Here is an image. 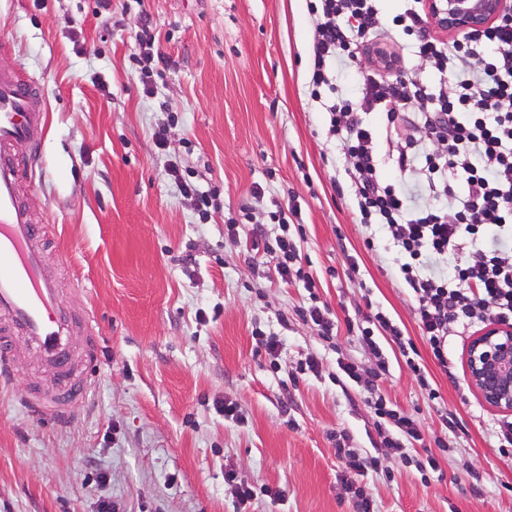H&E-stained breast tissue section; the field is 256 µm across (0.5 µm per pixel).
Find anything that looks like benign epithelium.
I'll return each instance as SVG.
<instances>
[{
	"label": "benign epithelium",
	"instance_id": "7a95c632",
	"mask_svg": "<svg viewBox=\"0 0 512 512\" xmlns=\"http://www.w3.org/2000/svg\"><path fill=\"white\" fill-rule=\"evenodd\" d=\"M435 28L450 37L474 34L512 14V0H425ZM471 386L489 404L512 411V326L489 324L469 345Z\"/></svg>",
	"mask_w": 512,
	"mask_h": 512
}]
</instances>
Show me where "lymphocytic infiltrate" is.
I'll return each mask as SVG.
<instances>
[{
  "mask_svg": "<svg viewBox=\"0 0 512 512\" xmlns=\"http://www.w3.org/2000/svg\"><path fill=\"white\" fill-rule=\"evenodd\" d=\"M316 20L311 47L310 97L327 114L328 134L344 143L345 172L354 190L360 221L385 226L402 261L398 275L416 300L420 341L406 337L383 310L367 315L358 339L375 359L369 375L357 364L342 360L338 368L349 382L362 384L365 402L376 418L384 447L424 471L437 472V453L412 459L409 445L422 441L423 428L413 415L399 410L379 387L388 371L380 342L395 344L429 400L440 393L427 367L416 360L418 345H425L435 363L448 369L451 326L467 327L497 322L512 326V252L492 246V239L512 236V16L497 20L480 34L459 42H445L427 31L423 8L408 7L384 20L376 0H310ZM414 37L416 57L431 66L447 94L434 95L429 86L398 75L384 77L360 71L362 103L385 112L389 121H401L403 130L388 139V153L399 173L422 168L437 205L410 209L396 186L378 168L375 137L360 118L353 102L336 87V61L358 63L367 45L388 28ZM425 130L432 148L418 149L417 130ZM458 199L450 208V199ZM279 228L276 274L281 282L312 279L295 269L299 249L288 234L284 210L273 212ZM468 253L458 263L460 253ZM448 266L446 276L427 271L429 259ZM351 473L345 481L356 499L358 512H375L374 500L358 479L377 469L376 457L337 444Z\"/></svg>",
  "mask_w": 512,
  "mask_h": 512,
  "instance_id": "1",
  "label": "lymphocytic infiltrate"
}]
</instances>
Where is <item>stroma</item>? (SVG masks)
<instances>
[{"label": "stroma", "mask_w": 512, "mask_h": 512, "mask_svg": "<svg viewBox=\"0 0 512 512\" xmlns=\"http://www.w3.org/2000/svg\"><path fill=\"white\" fill-rule=\"evenodd\" d=\"M142 14L166 59L147 86L134 58ZM315 28L308 0H0V68L38 85L46 112L24 201L46 228L45 271L60 281L77 343H99L95 361H74L56 380L12 338L15 367L0 376V512H356L339 432L380 459L361 479L377 512H512V460L491 436L504 412L468 381L481 327L451 337L453 374L420 351L461 423L458 448L429 480L382 447L359 386L336 380L338 360L374 364L356 329L367 301L412 339L420 330L398 252L381 228L359 223L343 145L309 96ZM183 179L210 196L207 220ZM289 201L312 293L277 279L276 254L228 236L259 225L276 233L270 214ZM313 302L335 316L332 339L299 317ZM256 329L277 337L276 354ZM381 347L383 392L433 443L435 404L392 343ZM310 354L319 373H299ZM74 390L87 396L65 420L32 406L71 404ZM228 401L242 422L225 419ZM230 471L258 491L247 506L224 482Z\"/></svg>", "instance_id": "stroma-1"}]
</instances>
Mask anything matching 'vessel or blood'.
I'll return each instance as SVG.
<instances>
[{
	"label": "vessel or blood",
	"mask_w": 512,
	"mask_h": 512,
	"mask_svg": "<svg viewBox=\"0 0 512 512\" xmlns=\"http://www.w3.org/2000/svg\"><path fill=\"white\" fill-rule=\"evenodd\" d=\"M45 123L39 89L0 70V365L6 367L14 333L48 366L73 354L76 325L63 310L56 281L44 271L41 229L21 199L27 152L37 149Z\"/></svg>",
	"instance_id": "1"
}]
</instances>
